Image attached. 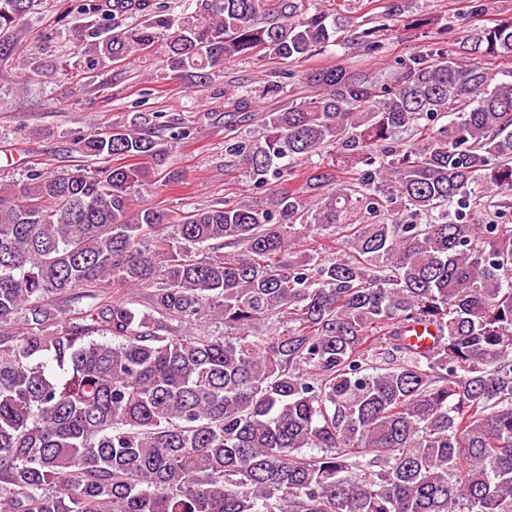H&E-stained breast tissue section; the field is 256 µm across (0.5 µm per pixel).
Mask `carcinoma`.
I'll list each match as a JSON object with an SVG mask.
<instances>
[{
	"instance_id": "cac0c4a2",
	"label": "carcinoma",
	"mask_w": 512,
	"mask_h": 512,
	"mask_svg": "<svg viewBox=\"0 0 512 512\" xmlns=\"http://www.w3.org/2000/svg\"><path fill=\"white\" fill-rule=\"evenodd\" d=\"M42 2L0 0V30ZM323 2L201 0L176 21L115 0L142 24L97 23L71 50L98 66L160 42L174 71L301 63L349 23ZM464 2L459 50L432 41L384 77L306 69L313 96L226 141L259 203L131 207L186 135L138 119L77 142L117 164L0 190L5 512H512V71L481 64L512 59V15L480 24L488 0ZM381 8L355 37L369 51L390 21L431 24ZM77 9L107 17L102 0ZM110 282L153 291L139 308ZM80 288L90 302L50 311ZM211 321L224 336L199 331Z\"/></svg>"
}]
</instances>
